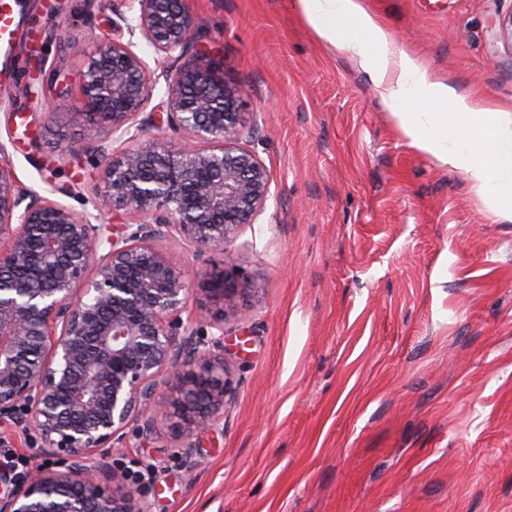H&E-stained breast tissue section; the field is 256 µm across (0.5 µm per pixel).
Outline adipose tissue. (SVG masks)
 Segmentation results:
<instances>
[{
	"label": "adipose tissue",
	"instance_id": "1",
	"mask_svg": "<svg viewBox=\"0 0 512 512\" xmlns=\"http://www.w3.org/2000/svg\"><path fill=\"white\" fill-rule=\"evenodd\" d=\"M317 40L353 57L379 89L401 136L439 164L462 171L496 215L512 220V114L478 106L432 78L362 0H296Z\"/></svg>",
	"mask_w": 512,
	"mask_h": 512
}]
</instances>
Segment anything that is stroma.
Returning <instances> with one entry per match:
<instances>
[{
  "label": "stroma",
  "mask_w": 512,
  "mask_h": 512,
  "mask_svg": "<svg viewBox=\"0 0 512 512\" xmlns=\"http://www.w3.org/2000/svg\"><path fill=\"white\" fill-rule=\"evenodd\" d=\"M0 88V161L76 212L105 186L106 131L51 135L42 73L133 19L132 0H22ZM399 50L512 113V0H363ZM198 44L245 90L239 144L271 175L254 223L196 258L246 275L224 323V417L111 451L150 512H512V221L409 146L370 75L296 0H187Z\"/></svg>",
  "instance_id": "35a3bbf8"
}]
</instances>
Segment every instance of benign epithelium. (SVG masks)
Masks as SVG:
<instances>
[{"mask_svg": "<svg viewBox=\"0 0 512 512\" xmlns=\"http://www.w3.org/2000/svg\"><path fill=\"white\" fill-rule=\"evenodd\" d=\"M135 2L128 40L103 37L85 56L65 116L120 138L154 122L188 134L179 152L154 141L107 155L95 209L158 217L106 235L96 215L20 188L0 164V447H15L19 431L40 459L0 495V512H149L107 449L131 423L150 435L176 418L189 437L224 410L223 337L182 320L194 288L159 243L185 241L199 258L224 245L264 208L270 173L237 144L243 92L194 49L186 0ZM137 34L160 56L156 69ZM49 77L53 96L67 98L68 76ZM161 78L157 115L138 120ZM242 280L229 257L204 282L221 334Z\"/></svg>", "mask_w": 512, "mask_h": 512, "instance_id": "benign-epithelium-1", "label": "benign epithelium"}]
</instances>
